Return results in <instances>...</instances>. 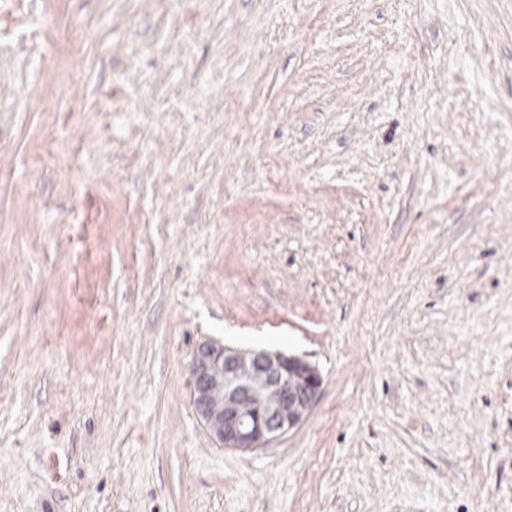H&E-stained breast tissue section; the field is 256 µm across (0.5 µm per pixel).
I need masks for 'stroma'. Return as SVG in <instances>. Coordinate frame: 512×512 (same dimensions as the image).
<instances>
[{"instance_id": "stroma-1", "label": "stroma", "mask_w": 512, "mask_h": 512, "mask_svg": "<svg viewBox=\"0 0 512 512\" xmlns=\"http://www.w3.org/2000/svg\"><path fill=\"white\" fill-rule=\"evenodd\" d=\"M0 512H512V0H0ZM193 406L225 448H263L296 428L316 404L321 374L309 362L212 342L194 353Z\"/></svg>"}]
</instances>
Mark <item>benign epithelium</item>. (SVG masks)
I'll return each instance as SVG.
<instances>
[{"instance_id":"7a95c632","label":"benign epithelium","mask_w":512,"mask_h":512,"mask_svg":"<svg viewBox=\"0 0 512 512\" xmlns=\"http://www.w3.org/2000/svg\"><path fill=\"white\" fill-rule=\"evenodd\" d=\"M193 406L226 448H263L296 428L316 404L321 374L309 362L264 349L205 342L194 353Z\"/></svg>"}]
</instances>
